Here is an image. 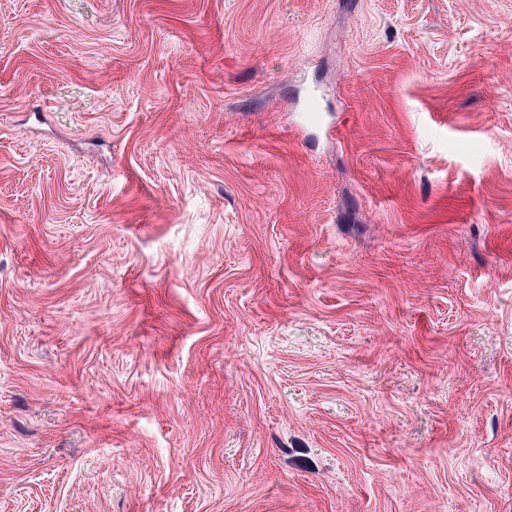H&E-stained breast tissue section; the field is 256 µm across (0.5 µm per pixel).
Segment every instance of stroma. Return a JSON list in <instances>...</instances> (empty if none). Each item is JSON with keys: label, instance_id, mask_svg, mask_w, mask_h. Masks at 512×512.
I'll list each match as a JSON object with an SVG mask.
<instances>
[{"label": "stroma", "instance_id": "35a3bbf8", "mask_svg": "<svg viewBox=\"0 0 512 512\" xmlns=\"http://www.w3.org/2000/svg\"><path fill=\"white\" fill-rule=\"evenodd\" d=\"M0 512H512V0H0Z\"/></svg>", "mask_w": 512, "mask_h": 512}]
</instances>
